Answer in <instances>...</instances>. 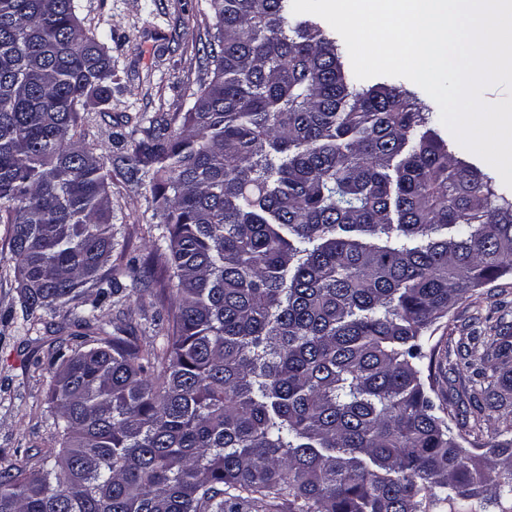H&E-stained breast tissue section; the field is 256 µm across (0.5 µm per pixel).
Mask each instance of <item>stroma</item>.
Instances as JSON below:
<instances>
[{"label": "stroma", "instance_id": "1", "mask_svg": "<svg viewBox=\"0 0 512 512\" xmlns=\"http://www.w3.org/2000/svg\"><path fill=\"white\" fill-rule=\"evenodd\" d=\"M84 29L105 35L112 57V99L83 110L86 142L105 156L117 152L113 134L126 145L142 139L149 119L169 120L192 105L193 92L205 73L202 48L212 38L208 0H77ZM112 222L118 247L112 262L136 266L147 277L139 287L118 279L119 301H104L98 324L106 332L146 343L171 331L174 301L164 292L166 274L151 263L153 223L150 184H127L113 177ZM18 284L5 225L0 224V460H28L39 466L49 436L50 395L47 366L57 350L75 349L67 309L44 313L36 330L22 327ZM512 328V276L483 285L474 297L452 307L436 321L425 340L434 349L432 399H447L448 424L462 447L475 450L500 428L503 416L487 406L475 369L491 368V343Z\"/></svg>", "mask_w": 512, "mask_h": 512}]
</instances>
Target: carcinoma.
<instances>
[{"instance_id":"obj_1","label":"carcinoma","mask_w":512,"mask_h":512,"mask_svg":"<svg viewBox=\"0 0 512 512\" xmlns=\"http://www.w3.org/2000/svg\"><path fill=\"white\" fill-rule=\"evenodd\" d=\"M213 40L181 128L152 119L106 167L77 106L112 60L76 0H0V224L27 330L70 309L37 470L0 512H512V419L475 455L423 380L426 332L512 274V198L401 86H355L288 0H209ZM153 188L175 297L145 347L97 328L118 293L111 172ZM489 407L512 401L502 336Z\"/></svg>"}]
</instances>
